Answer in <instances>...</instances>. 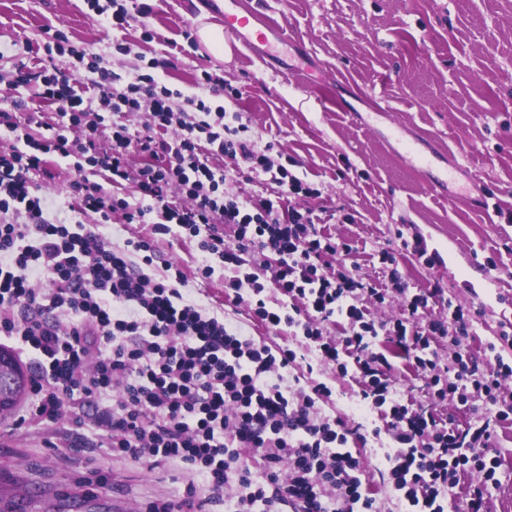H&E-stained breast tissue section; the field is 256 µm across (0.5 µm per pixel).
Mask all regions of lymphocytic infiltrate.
<instances>
[{
  "label": "lymphocytic infiltrate",
  "instance_id": "f902f5d3",
  "mask_svg": "<svg viewBox=\"0 0 512 512\" xmlns=\"http://www.w3.org/2000/svg\"><path fill=\"white\" fill-rule=\"evenodd\" d=\"M43 51L81 63L69 73L52 64L18 70L20 83H36L39 104L55 108L56 123L35 137L12 113H0L15 134L14 145L0 149V336L37 361L24 420L54 423L88 407L86 424L112 457L150 470L180 465L190 478L184 493L153 503L151 512H376L347 444L383 435L390 451L381 479L407 512H488L487 489L498 485L502 465L492 438L512 416L504 386L512 364L492 342L488 370L465 350L470 312L446 310L440 283L411 292L390 252L380 255L390 268L385 283L363 281L340 262L348 245L317 229L310 211L284 203L319 189L258 148L240 114L215 104L222 76L202 72V94L186 96L156 78L157 59L124 78L109 72L103 56L69 46L63 33ZM137 112L152 123L133 133L125 119ZM171 129L175 137L165 138ZM53 154L78 174L61 218L38 185L53 176ZM136 155L147 164L134 166ZM215 155L276 184L281 203L226 190ZM129 182L134 203L118 194ZM89 214L98 223H83ZM115 220L153 225L156 234L179 230L203 259L191 274L170 263L154 273L153 237L115 248L104 231ZM222 224L232 228L233 243L220 235ZM264 251L280 255V264L266 276L246 272V254ZM216 260L232 304L305 339L337 378L356 383L377 426L322 415L316 403L330 396L326 383H286L294 350L272 351L189 300L190 277L212 278ZM270 290L276 302L267 301ZM390 295L403 302L400 317L371 316L370 306ZM329 324L345 326L342 340L325 336ZM381 337L420 372L428 395L469 406L468 419L455 423L404 393L376 348ZM246 448L256 465L245 463ZM468 473L479 485L463 486Z\"/></svg>",
  "mask_w": 512,
  "mask_h": 512
}]
</instances>
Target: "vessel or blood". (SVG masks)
Segmentation results:
<instances>
[{
    "label": "vessel or blood",
    "instance_id": "vessel-or-blood-1",
    "mask_svg": "<svg viewBox=\"0 0 512 512\" xmlns=\"http://www.w3.org/2000/svg\"><path fill=\"white\" fill-rule=\"evenodd\" d=\"M216 22L224 29L225 42H240L258 54H271L274 45L287 44L300 62H307L313 57L309 45L301 41H287L278 26L262 21L255 13L243 8L240 0H224V12L217 16Z\"/></svg>",
    "mask_w": 512,
    "mask_h": 512
}]
</instances>
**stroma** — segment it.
<instances>
[{"label": "stroma", "instance_id": "1", "mask_svg": "<svg viewBox=\"0 0 512 512\" xmlns=\"http://www.w3.org/2000/svg\"><path fill=\"white\" fill-rule=\"evenodd\" d=\"M287 37L310 42L315 64L293 73L242 47L225 60L195 51L184 37L199 16L218 15L224 0H149L152 11L123 30L105 27L86 0H0V109L29 100L34 87L12 86L15 65L36 66L55 31L74 46L106 57L128 76L149 59L162 60L160 80L184 94L197 91L202 71L223 76L220 103L239 112L258 147L293 159L295 171L322 192L308 198L318 227L351 248L360 275L384 279L382 251L396 257L410 289L440 283L452 305L474 308L465 342L483 357L488 342L512 333V0H245ZM153 41H144V30ZM131 51H115V43ZM389 107L390 119L377 116ZM425 142L462 167L444 197L403 144ZM482 200L483 209L470 207ZM421 237L442 261L430 266L399 249V238ZM224 271L189 283V295L224 314L245 334L305 355L303 339L266 329L245 307L225 299ZM332 389L325 414L358 417L357 385L315 366ZM18 410L0 415V458L28 459L19 475L0 469V512L16 499L28 512H149L157 498L183 491L174 465L147 471L88 443L67 447L80 431L74 415L48 425L19 424ZM500 484L492 512H512V421L498 430ZM359 476L373 487L379 512H399L396 492L378 471L383 448L352 450Z\"/></svg>", "mask_w": 512, "mask_h": 512}]
</instances>
